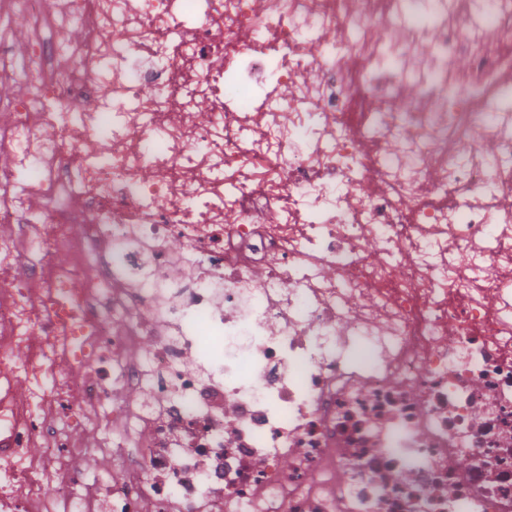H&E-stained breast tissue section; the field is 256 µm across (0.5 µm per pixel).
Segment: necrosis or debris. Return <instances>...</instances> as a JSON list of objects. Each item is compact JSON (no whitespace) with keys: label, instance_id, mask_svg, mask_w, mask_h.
<instances>
[{"label":"necrosis or debris","instance_id":"4bbe7bcc","mask_svg":"<svg viewBox=\"0 0 512 512\" xmlns=\"http://www.w3.org/2000/svg\"><path fill=\"white\" fill-rule=\"evenodd\" d=\"M421 2L0 0V512H512V0Z\"/></svg>","mask_w":512,"mask_h":512}]
</instances>
